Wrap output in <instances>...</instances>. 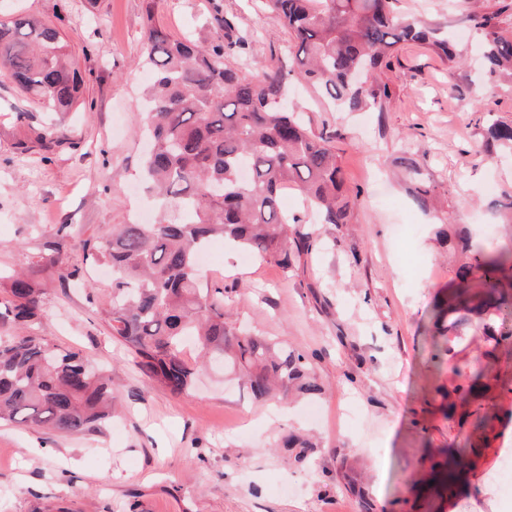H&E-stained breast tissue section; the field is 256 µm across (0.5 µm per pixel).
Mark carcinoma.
<instances>
[{
	"label": "carcinoma",
	"instance_id": "carcinoma-1",
	"mask_svg": "<svg viewBox=\"0 0 512 512\" xmlns=\"http://www.w3.org/2000/svg\"><path fill=\"white\" fill-rule=\"evenodd\" d=\"M398 0H266L288 30V58L256 64L250 73L230 67L225 56L246 39L233 24L214 15L215 37L199 43L174 39L147 13L142 32L145 63L153 72L148 107L140 129L152 140L141 178L155 198L151 224H118L100 241L83 242L85 260L112 266L110 299L104 308L112 336L140 359L155 382L173 394L195 383L210 357L240 371L256 401L279 391L318 394L308 357L224 320L218 305L224 289L199 288V254L214 240L271 259L285 271L309 253L315 241L289 225L299 215L280 205L293 187L322 224L351 223L355 200L347 193L335 148V134L315 131L288 106V86L306 83L327 95L334 107L354 111L383 107L391 96L383 75L402 44L428 46L451 64L463 50L439 24L408 19ZM506 7L466 16L483 36L482 74L512 89V26L501 19ZM0 77L54 112H68L78 100L81 78L69 44L51 21L26 15L0 19ZM485 145L512 156V121L490 118ZM411 197L428 209L437 186L417 160L400 157ZM499 224L512 223V190L491 200ZM453 247L465 258L455 272L454 298L435 313V328L464 336L474 327L497 342L512 338L503 316H512V239L489 245L462 230ZM45 262L66 282L79 269L51 247ZM17 322H31L42 310L41 293L24 274L11 284ZM197 337L202 351L185 356L184 338ZM463 379L462 400L477 390L482 373L455 368ZM112 380L95 371L86 355L26 332L0 338V420L32 425L56 434L101 431L112 417Z\"/></svg>",
	"mask_w": 512,
	"mask_h": 512
}]
</instances>
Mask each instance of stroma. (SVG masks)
<instances>
[{"label":"stroma","instance_id":"obj_1","mask_svg":"<svg viewBox=\"0 0 512 512\" xmlns=\"http://www.w3.org/2000/svg\"><path fill=\"white\" fill-rule=\"evenodd\" d=\"M402 13L453 22L469 61L452 67L407 45L385 80L384 110L331 112L305 84L291 99L314 129L334 132L350 223L307 222L317 240L285 273L274 263L215 243L199 269L203 288H226L224 315L304 351L321 393L255 402L235 376L203 371L174 395L116 342L100 314L108 276L60 282L32 264L58 241L81 265V240L99 239L135 211L153 214L137 183L146 148L139 110L152 81L140 33L154 13L173 37L209 41L222 13L245 49L240 67L280 55L289 35L263 0H0V14L56 23L70 44L83 106L58 118L0 80V302L12 274L31 275L44 315L35 331L75 347L112 379L118 402L103 432L48 435L0 422V512H512V345L483 336L436 335L428 313L448 294L453 259L397 176L410 154L438 186L439 214L474 235L491 223L487 204L512 185V159L485 153L480 112L512 119V96L479 82V37L460 17L469 0H399ZM51 127L36 142L31 129ZM27 141L20 151L18 141ZM487 368L485 388L460 403L454 365ZM489 418L474 430L475 414ZM312 442L304 462L278 447L282 435ZM465 446L458 495L429 479L439 449ZM420 480L411 489L408 479Z\"/></svg>","mask_w":512,"mask_h":512}]
</instances>
